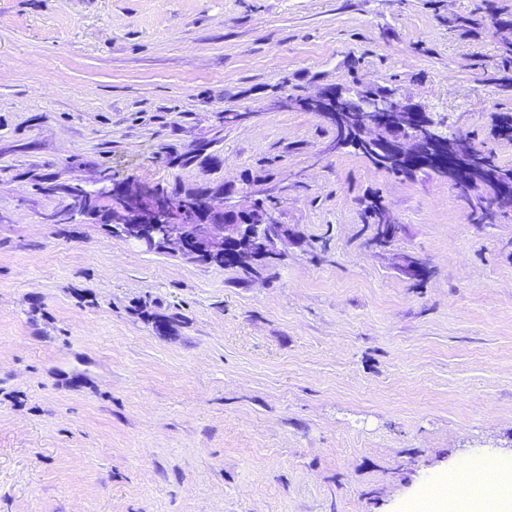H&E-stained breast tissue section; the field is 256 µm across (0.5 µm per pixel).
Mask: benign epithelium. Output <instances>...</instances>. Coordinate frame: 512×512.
I'll use <instances>...</instances> for the list:
<instances>
[{
  "instance_id": "7a95c632",
  "label": "benign epithelium",
  "mask_w": 512,
  "mask_h": 512,
  "mask_svg": "<svg viewBox=\"0 0 512 512\" xmlns=\"http://www.w3.org/2000/svg\"><path fill=\"white\" fill-rule=\"evenodd\" d=\"M300 106L338 122L365 144L383 146L413 170L427 149L439 144L433 125L419 115L423 108L395 96L365 93L355 100L339 88L326 87ZM103 198L111 201L112 223L119 225L121 235L148 251L176 245L181 254L199 262L229 258L237 265L257 267L280 259L290 243L288 229L276 213L255 207L249 193H230L222 204L204 206L192 196L173 199L146 184L115 185L105 180L95 190L74 188L71 203L58 218L69 221L85 215ZM399 267L414 278L422 270L421 259L405 254Z\"/></svg>"
}]
</instances>
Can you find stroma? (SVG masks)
I'll return each instance as SVG.
<instances>
[{
	"instance_id": "35a3bbf8",
	"label": "stroma",
	"mask_w": 512,
	"mask_h": 512,
	"mask_svg": "<svg viewBox=\"0 0 512 512\" xmlns=\"http://www.w3.org/2000/svg\"><path fill=\"white\" fill-rule=\"evenodd\" d=\"M504 7L0 0V512H399L512 450V210L473 223L298 105L389 87L512 166ZM104 178L254 192L295 242L246 279L55 222ZM374 200L401 227L382 249ZM347 147H350L358 154L363 155L365 158H367L374 165H376L377 167H379L381 169L390 171L394 174H401V175L410 176V177L414 176V174H416L415 172H412V171L409 172V170L406 167H404L400 164H397L395 162H392V163L385 162L384 155L382 152L376 151L373 149H368L365 146H363L362 144H359L358 142H355L353 140L346 146V148Z\"/></svg>"
}]
</instances>
